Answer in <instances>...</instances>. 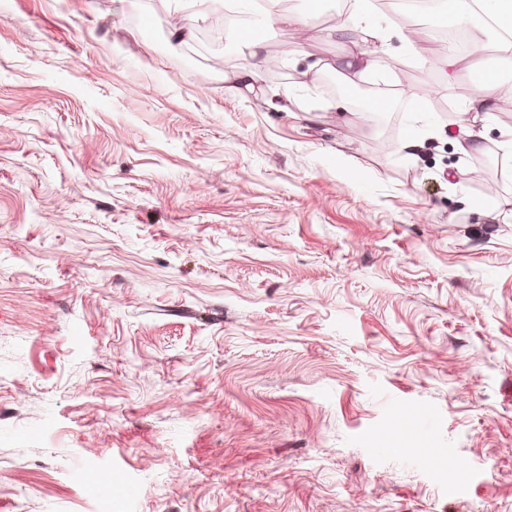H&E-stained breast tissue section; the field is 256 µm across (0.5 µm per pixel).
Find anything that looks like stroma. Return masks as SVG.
<instances>
[{
	"mask_svg": "<svg viewBox=\"0 0 512 512\" xmlns=\"http://www.w3.org/2000/svg\"><path fill=\"white\" fill-rule=\"evenodd\" d=\"M330 2L246 92L195 0H0V512H512V101L463 152L469 68L379 9L307 95ZM365 3V0H355L349 13H339L336 23L324 30L326 38L348 41L358 49L350 53V58L344 65V76L349 83H354L351 77L359 73L381 72L387 68L383 57L385 51L382 48V33L367 11Z\"/></svg>",
	"mask_w": 512,
	"mask_h": 512,
	"instance_id": "1",
	"label": "stroma"
}]
</instances>
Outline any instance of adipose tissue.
<instances>
[{
    "mask_svg": "<svg viewBox=\"0 0 512 512\" xmlns=\"http://www.w3.org/2000/svg\"><path fill=\"white\" fill-rule=\"evenodd\" d=\"M441 10L460 26L476 24L480 27L479 33L470 37L466 56L460 57L451 52L431 60V67L442 72L483 60L489 50L484 35L491 29L512 32V0H441ZM325 36L345 40L352 45L350 58L344 65L346 76L385 70L384 50L380 46L382 33L367 11L365 0H354L352 10L338 15L335 24L326 28ZM474 78L475 92L465 101L464 110L478 117L493 112L504 87L488 67L477 71Z\"/></svg>",
    "mask_w": 512,
    "mask_h": 512,
    "instance_id": "adipose-tissue-1",
    "label": "adipose tissue"
}]
</instances>
